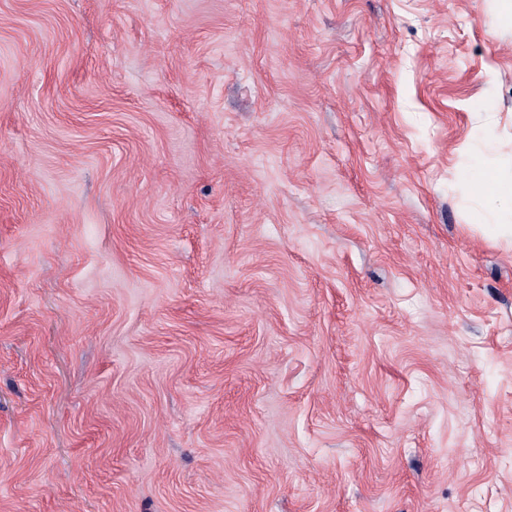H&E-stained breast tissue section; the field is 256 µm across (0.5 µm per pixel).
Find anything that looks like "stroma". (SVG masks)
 <instances>
[{
  "label": "stroma",
  "mask_w": 512,
  "mask_h": 512,
  "mask_svg": "<svg viewBox=\"0 0 512 512\" xmlns=\"http://www.w3.org/2000/svg\"><path fill=\"white\" fill-rule=\"evenodd\" d=\"M492 0H0V512H512ZM495 149L496 141L490 134L478 137L471 144L466 177L472 184L476 207L472 210L470 223L483 224L491 228L497 238L512 244V175L504 176L489 162ZM489 205L509 208L510 221Z\"/></svg>",
  "instance_id": "35a3bbf8"
}]
</instances>
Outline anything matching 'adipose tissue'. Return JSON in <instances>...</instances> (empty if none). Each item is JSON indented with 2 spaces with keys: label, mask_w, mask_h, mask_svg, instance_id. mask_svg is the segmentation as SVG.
I'll return each instance as SVG.
<instances>
[{
  "label": "adipose tissue",
  "mask_w": 512,
  "mask_h": 512,
  "mask_svg": "<svg viewBox=\"0 0 512 512\" xmlns=\"http://www.w3.org/2000/svg\"><path fill=\"white\" fill-rule=\"evenodd\" d=\"M495 149L496 141L489 134L478 137L470 147L466 177L476 201L471 221L491 228L496 237L512 244V220L501 213L502 208L512 209V176H504L490 163Z\"/></svg>",
  "instance_id": "ef3b65f1"
}]
</instances>
